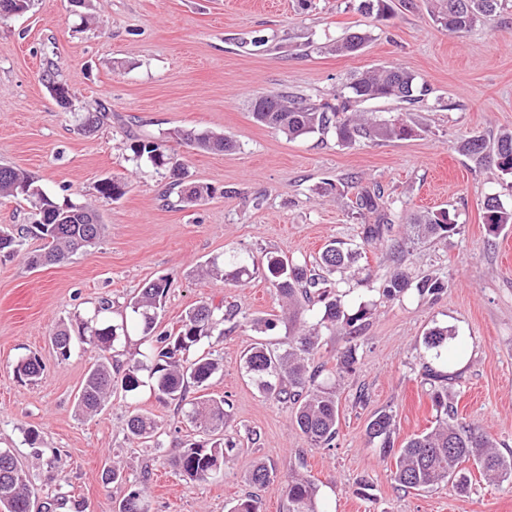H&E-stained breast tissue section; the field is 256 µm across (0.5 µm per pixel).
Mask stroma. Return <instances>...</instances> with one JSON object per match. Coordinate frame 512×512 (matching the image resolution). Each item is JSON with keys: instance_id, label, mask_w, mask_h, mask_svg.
Returning <instances> with one entry per match:
<instances>
[{"instance_id": "obj_1", "label": "stroma", "mask_w": 512, "mask_h": 512, "mask_svg": "<svg viewBox=\"0 0 512 512\" xmlns=\"http://www.w3.org/2000/svg\"><path fill=\"white\" fill-rule=\"evenodd\" d=\"M359 0H36L21 15L0 17V164L36 178L56 199L91 205L106 226L98 246L70 261L28 268L26 253L41 248L28 238L25 254L0 253V448L28 467L40 501L67 497L58 512H116L119 489L104 483L106 466L119 464L130 479H146L150 512H229L254 492L264 512H282L288 477L304 469L318 486L322 512H512V478L491 485L473 479L467 492L452 487L401 490L392 461L369 444L366 426L381 410L393 413L396 441L430 427L435 413L421 380L423 364L455 373L460 416L483 428L502 453L512 452V224L490 232L483 202L497 196L512 208V178L476 165L459 150L472 134L494 140L512 130V0L498 22L466 34L448 32L434 18L433 0H391L381 20L362 13ZM370 36L353 56L334 45L346 33ZM255 36L266 44L241 47ZM69 89L60 107L43 78L46 62ZM401 66L430 90L422 106L379 99L357 103L381 119L403 118L411 137L338 143L335 133L297 139L258 124L254 95L289 91L333 101L351 74ZM105 102L113 117L93 133L79 118ZM137 137L173 140L194 129L224 133L236 147L210 153L178 145L186 184L210 187L209 197L185 205L163 199L168 171L134 161L123 124ZM105 178L126 183L125 196H100ZM379 185L395 223L445 208L457 233L448 240L366 245L363 217L349 203ZM332 239L360 245L358 262L336 275L346 308L367 305L352 373L336 377L346 336L324 333L315 364L336 379L340 433L331 448H314L289 409L264 398L246 376L241 358L257 338L253 327L206 339L224 360L208 394L230 400L225 429L237 448L213 479L184 480L167 463L195 431L175 405L157 402L149 387L133 397L112 395L95 416L76 413L75 398L96 361L75 346L60 359L51 338L60 327L78 334L86 313L109 301L110 319L129 317L128 304L148 281L172 280L159 329L178 328L197 302L224 300L249 318L280 313L270 281L255 275L242 285L220 283L207 263L233 253L310 261ZM412 278L436 275L448 283L438 298L408 294L390 301L383 281L394 267ZM452 329L448 350L434 359L422 345L432 326ZM37 356L38 381L16 378L14 364ZM153 416L163 448L128 439L126 421ZM38 431L39 448L24 442ZM267 461L277 476L250 488L246 476ZM367 494H358L360 484Z\"/></svg>"}]
</instances>
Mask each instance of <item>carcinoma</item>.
Instances as JSON below:
<instances>
[{"label":"carcinoma","mask_w":512,"mask_h":512,"mask_svg":"<svg viewBox=\"0 0 512 512\" xmlns=\"http://www.w3.org/2000/svg\"><path fill=\"white\" fill-rule=\"evenodd\" d=\"M33 0H0V15L27 12ZM436 21L456 34H463L478 22L490 23L503 10L504 0H438ZM359 8L378 17H389L392 8L388 0H360ZM369 35L350 32L336 41L338 55L359 52ZM429 89L418 83L416 76L401 66L381 70H366L355 74L336 95V103H315L286 92H267V98L251 99L254 120L282 132L290 139L334 129L336 139L352 145L362 139L393 140L412 136L413 129L403 120L376 122L363 112H352L353 104L376 99L422 103L428 100ZM110 119L102 104L87 113L81 129L91 133ZM187 145L196 150L223 152L234 147L222 133L190 130L179 134ZM133 157L145 159L157 169L172 172L175 179L168 193H175L184 203L196 202L210 194V188L193 185L182 188L185 175L183 163L174 150L160 139H138L130 145ZM462 152L477 165L490 164L504 175H512V131L501 133L493 144L481 135H472L461 143ZM97 192L104 198L117 200L125 195L126 184L111 178L100 181ZM0 197L31 201L38 219L15 230L0 228V252H19L27 237L44 240L39 252L28 256V265L37 268L61 264L72 256L95 246L104 237L105 225L100 216L85 205L59 202L36 184L34 178L16 168L0 164ZM484 221L490 231L512 224V209L506 208L496 196L483 202ZM351 210L359 215H371L374 222L362 227L365 244L389 239L393 250H402L406 242L429 239H448L457 234V224L446 210L426 211L410 218L407 238H393L391 208L384 201L381 188H364L351 201ZM361 256L359 248L332 240L325 245L315 263L296 262L289 258L269 257L266 277L276 288L286 310L279 319L264 321V330L273 331L285 326L278 346L258 341L243 355L242 364L252 383L266 397L290 405L293 419L314 448H333L338 434L339 402L336 387L318 381L317 370L311 366L319 348L322 330H338L348 337V346L337 357V371L350 373L357 364V338L369 318L370 309L359 305L348 310L332 291L327 275L341 272ZM207 274L222 282L237 284L250 277V257L233 254L223 261L211 263ZM170 287V279L159 277L146 283L130 302L134 321L141 329L144 351L140 358L121 369H112L103 353L127 335V326L111 324L104 316L110 310L102 302L84 319L82 332L73 337L59 330L52 337L59 357L66 360L75 344H86L102 353L87 372L77 396V409L83 415L95 414L105 406L112 393L120 390L134 393L144 386L143 377L151 381L156 399L161 403L186 401L194 390L200 396L190 402L185 417L196 428L199 439L189 440L171 458V465L191 481L206 482L224 464V459L236 448V443L224 437V425L230 416V402L203 393L210 380L223 371V359L201 349L203 340L222 336L246 325V317L230 304L202 301L190 307L173 332L158 331L159 316ZM448 288V282L438 276L414 280L402 270L392 272L383 283L382 296L395 300L410 291L420 296L437 297ZM322 305L319 319L309 323L303 319L304 303ZM451 331L446 326H434L424 334L422 344L427 351L441 355L447 347ZM42 371L38 358L20 359L14 373L22 381H36ZM456 376L428 365L423 380L429 385L428 395L436 412L435 426L415 434L395 446V420L390 412L380 411L369 421L366 433L376 445L380 458L394 459V481L405 489L422 490L450 484L459 491L470 485V472L462 468L473 463L488 480L512 477V454L505 455L480 427L458 418L452 405V380ZM127 430L135 439H149L154 447L162 448L163 441L156 421L136 413L127 422ZM276 475L275 468L265 462L256 464L247 476L248 484L261 487ZM102 480L123 491L119 512H149L147 490L141 481H130L117 466L105 469ZM287 512H321L318 488L310 477L296 470L288 477L286 487ZM0 505L6 512H37L33 490L26 466L9 448H0ZM231 512H262V503L254 495L238 498Z\"/></svg>","instance_id":"obj_1"}]
</instances>
